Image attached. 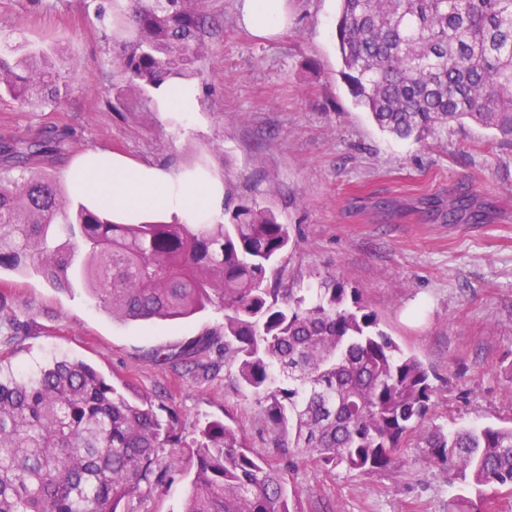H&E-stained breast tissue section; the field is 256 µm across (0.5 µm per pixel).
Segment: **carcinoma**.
<instances>
[{"instance_id": "cac0c4a2", "label": "carcinoma", "mask_w": 512, "mask_h": 512, "mask_svg": "<svg viewBox=\"0 0 512 512\" xmlns=\"http://www.w3.org/2000/svg\"><path fill=\"white\" fill-rule=\"evenodd\" d=\"M191 2L134 0L118 56L131 87L162 94L174 110L179 80L201 61L205 19ZM336 40L354 104L381 131L420 141L473 123L512 148V0H341ZM64 86L45 51L0 46V98L55 102ZM57 148L49 136L25 140L14 149L22 172L0 173V272L60 290L80 284L125 320L224 311L221 329L152 360L203 377L224 369L281 431L269 460L222 420L198 425L181 512H306L290 487L300 463L370 474L401 462L433 405L431 375L342 279L322 282L310 300L269 283L292 245L288 225L248 201L224 224L116 222L108 181L88 206L27 170ZM178 422L79 360L17 377L0 366V512H131L143 490L172 479L161 454L183 447ZM423 440L429 464L475 490L448 512H493L498 494L512 493V427L437 429Z\"/></svg>"}]
</instances>
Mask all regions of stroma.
I'll return each instance as SVG.
<instances>
[{
	"mask_svg": "<svg viewBox=\"0 0 512 512\" xmlns=\"http://www.w3.org/2000/svg\"><path fill=\"white\" fill-rule=\"evenodd\" d=\"M236 3L200 0L205 58L190 80L192 111L175 112L159 95L137 102L121 75L129 0H116L109 30L89 0H0V36L56 53L72 82L53 106L0 102V171L13 168L11 147L47 134L62 148L34 170L62 181L101 151L219 182L226 205L250 200L287 224L295 246L274 267L281 287L301 295L342 277L434 374L426 429L511 426L512 150L469 124L421 143L380 131L340 74L339 0H288V27L274 39L243 28ZM462 194L483 221L448 223ZM223 322L213 308L160 325L120 321L82 286L60 291L33 275L0 273V353L17 371L84 361L115 387L132 384L174 409L184 437L199 422L229 417L250 448L271 456L260 407L228 377L151 360ZM423 445L410 441L401 465L370 475L304 466L296 486L308 512H448L460 486L425 462ZM162 461L174 480L145 493L135 512H180L189 451L165 450Z\"/></svg>",
	"mask_w": 512,
	"mask_h": 512,
	"instance_id": "35a3bbf8",
	"label": "stroma"
}]
</instances>
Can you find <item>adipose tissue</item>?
<instances>
[{"mask_svg":"<svg viewBox=\"0 0 512 512\" xmlns=\"http://www.w3.org/2000/svg\"><path fill=\"white\" fill-rule=\"evenodd\" d=\"M244 26L255 36L271 38L288 21L286 0H238ZM104 168L81 164L83 189H93L103 174L112 176V208L126 219H135L146 208L160 209L179 221L203 220L224 202V188L201 185L194 179H174L160 168L126 159L105 157Z\"/></svg>","mask_w":512,"mask_h":512,"instance_id":"obj_1","label":"adipose tissue"}]
</instances>
